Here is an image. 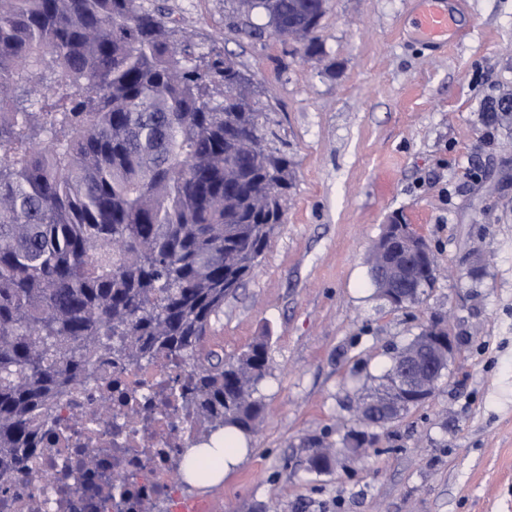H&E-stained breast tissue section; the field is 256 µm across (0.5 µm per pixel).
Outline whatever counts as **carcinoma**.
I'll use <instances>...</instances> for the list:
<instances>
[{
  "label": "carcinoma",
  "instance_id": "obj_1",
  "mask_svg": "<svg viewBox=\"0 0 512 512\" xmlns=\"http://www.w3.org/2000/svg\"><path fill=\"white\" fill-rule=\"evenodd\" d=\"M229 2L243 38L322 53L310 24L327 0ZM178 30L166 0H0L3 502L105 357L180 358L199 444L262 418L267 337L227 359L203 345L282 223L295 163L237 64Z\"/></svg>",
  "mask_w": 512,
  "mask_h": 512
}]
</instances>
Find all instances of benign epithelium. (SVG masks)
Segmentation results:
<instances>
[{
  "mask_svg": "<svg viewBox=\"0 0 512 512\" xmlns=\"http://www.w3.org/2000/svg\"><path fill=\"white\" fill-rule=\"evenodd\" d=\"M401 229L398 224L386 225L383 235L391 241L390 247L383 251L371 249L375 267L384 274L381 296L395 308L404 306L408 298L422 294L419 261L431 257L424 240L415 235L408 240ZM454 348V340L436 327L433 335L402 349L389 389L360 403L361 422L381 426L428 400Z\"/></svg>",
  "mask_w": 512,
  "mask_h": 512,
  "instance_id": "benign-epithelium-1",
  "label": "benign epithelium"
}]
</instances>
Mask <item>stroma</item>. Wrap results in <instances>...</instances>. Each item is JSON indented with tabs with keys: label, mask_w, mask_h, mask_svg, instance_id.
Here are the masks:
<instances>
[{
	"label": "stroma",
	"mask_w": 512,
	"mask_h": 512,
	"mask_svg": "<svg viewBox=\"0 0 512 512\" xmlns=\"http://www.w3.org/2000/svg\"><path fill=\"white\" fill-rule=\"evenodd\" d=\"M199 52L224 50L274 114L295 161L286 214L257 273L224 302L208 348L269 340L264 419L216 486V512H512V0H442L437 43L422 0H328L323 52L241 38L224 0H168ZM388 224L429 244L439 274L391 307L366 256ZM460 340L432 396L371 428L364 450L311 470L313 441L342 443L397 349L431 324ZM423 1L425 7L418 17L417 28L422 37L431 42L448 33L451 28V17L448 12L436 5L439 0Z\"/></svg>",
	"instance_id": "35a3bbf8"
}]
</instances>
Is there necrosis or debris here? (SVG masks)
<instances>
[{
	"label": "necrosis or debris",
	"mask_w": 512,
	"mask_h": 512,
	"mask_svg": "<svg viewBox=\"0 0 512 512\" xmlns=\"http://www.w3.org/2000/svg\"><path fill=\"white\" fill-rule=\"evenodd\" d=\"M94 376L81 401L61 398L55 417L67 431L45 436L32 461L38 480L9 512H144L151 500L176 512L178 451L194 443L199 427L178 398L186 371L165 360L147 369L102 361ZM81 450L92 465L60 487L57 470Z\"/></svg>",
	"instance_id": "necrosis-or-debris-1"
}]
</instances>
